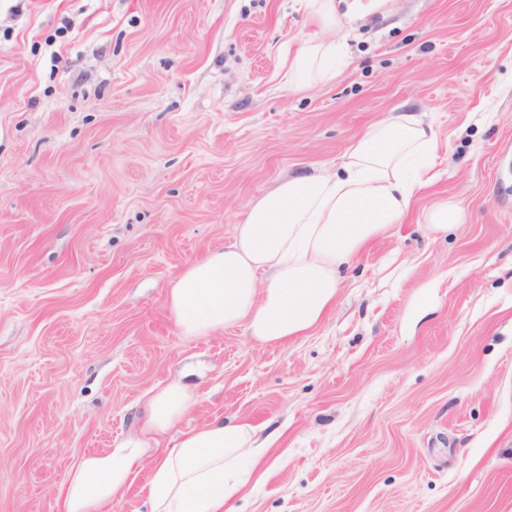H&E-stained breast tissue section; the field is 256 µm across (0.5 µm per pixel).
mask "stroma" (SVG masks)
Masks as SVG:
<instances>
[{
  "instance_id": "35a3bbf8",
  "label": "stroma",
  "mask_w": 512,
  "mask_h": 512,
  "mask_svg": "<svg viewBox=\"0 0 512 512\" xmlns=\"http://www.w3.org/2000/svg\"><path fill=\"white\" fill-rule=\"evenodd\" d=\"M289 90L294 0H0V512H61L85 455L185 382L176 430L255 426L242 512H512V0H387ZM394 112L434 183L305 335H181L166 295L282 180L338 173ZM466 221L428 233L423 213ZM150 460L108 512H150ZM464 215L462 209L453 203L442 202L434 206L426 215V227L435 233H448V229L462 224Z\"/></svg>"
}]
</instances>
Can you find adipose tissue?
<instances>
[{
  "label": "adipose tissue",
  "instance_id": "obj_1",
  "mask_svg": "<svg viewBox=\"0 0 512 512\" xmlns=\"http://www.w3.org/2000/svg\"><path fill=\"white\" fill-rule=\"evenodd\" d=\"M320 33L286 60L284 77L299 89L334 76L340 44L328 38L336 0H302ZM431 125L399 112L352 147L343 174H300L252 202L232 240L189 265L169 289L167 305L184 336L202 337L246 324L265 343H284L316 326L333 306L336 270L369 242L401 224L433 179ZM187 386L153 393L140 434L82 457L62 487L63 512H104L135 464L191 407ZM265 452L256 430L234 419L181 433L154 458L147 496L151 512H237L235 498Z\"/></svg>",
  "mask_w": 512,
  "mask_h": 512
}]
</instances>
